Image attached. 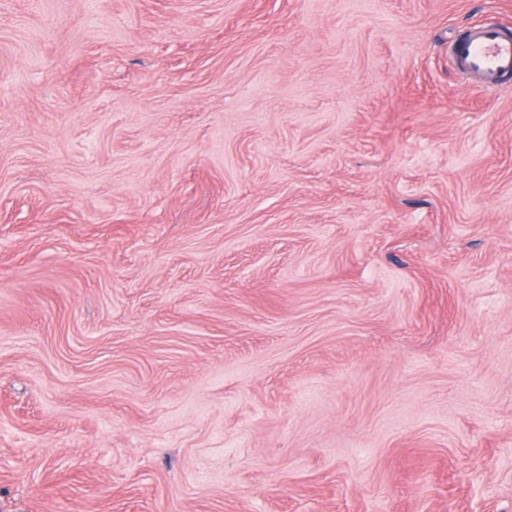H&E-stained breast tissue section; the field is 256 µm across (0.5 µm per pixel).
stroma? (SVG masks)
<instances>
[{
  "label": "stroma",
  "instance_id": "stroma-1",
  "mask_svg": "<svg viewBox=\"0 0 512 512\" xmlns=\"http://www.w3.org/2000/svg\"><path fill=\"white\" fill-rule=\"evenodd\" d=\"M512 0H0V512H512ZM456 67L481 75L496 85L512 76V32L483 25L475 27L453 49Z\"/></svg>",
  "mask_w": 512,
  "mask_h": 512
}]
</instances>
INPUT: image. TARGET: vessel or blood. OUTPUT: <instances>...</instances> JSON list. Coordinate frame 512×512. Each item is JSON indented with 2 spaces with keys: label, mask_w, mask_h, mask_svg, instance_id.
Returning a JSON list of instances; mask_svg holds the SVG:
<instances>
[{
  "label": "vessel or blood",
  "mask_w": 512,
  "mask_h": 512,
  "mask_svg": "<svg viewBox=\"0 0 512 512\" xmlns=\"http://www.w3.org/2000/svg\"><path fill=\"white\" fill-rule=\"evenodd\" d=\"M456 67L481 75L495 85L512 77V33L483 25L475 27L453 49Z\"/></svg>",
  "instance_id": "vessel-or-blood-1"
}]
</instances>
